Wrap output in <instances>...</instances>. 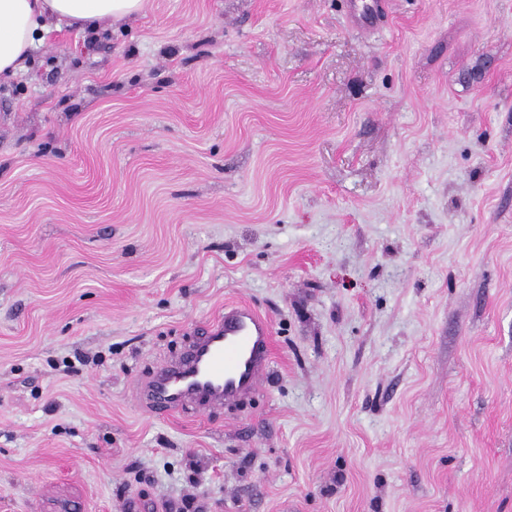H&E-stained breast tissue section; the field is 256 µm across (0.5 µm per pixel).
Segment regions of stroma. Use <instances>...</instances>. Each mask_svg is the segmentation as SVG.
Masks as SVG:
<instances>
[{
    "instance_id": "1",
    "label": "stroma",
    "mask_w": 512,
    "mask_h": 512,
    "mask_svg": "<svg viewBox=\"0 0 512 512\" xmlns=\"http://www.w3.org/2000/svg\"><path fill=\"white\" fill-rule=\"evenodd\" d=\"M149 0L0 81V512H512V0ZM241 403L136 387L225 304ZM354 21L364 30L375 27L384 15L385 5L381 0H354Z\"/></svg>"
}]
</instances>
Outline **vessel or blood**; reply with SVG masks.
I'll return each instance as SVG.
<instances>
[{"label":"vessel or blood","instance_id":"obj_1","mask_svg":"<svg viewBox=\"0 0 512 512\" xmlns=\"http://www.w3.org/2000/svg\"><path fill=\"white\" fill-rule=\"evenodd\" d=\"M383 0H355L354 21L375 27ZM269 320L245 304H229L208 323L178 361L156 368L138 389L139 399L163 417L191 404L221 408L251 393L271 369Z\"/></svg>","mask_w":512,"mask_h":512}]
</instances>
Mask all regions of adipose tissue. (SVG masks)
<instances>
[{
  "label": "adipose tissue",
  "mask_w": 512,
  "mask_h": 512,
  "mask_svg": "<svg viewBox=\"0 0 512 512\" xmlns=\"http://www.w3.org/2000/svg\"><path fill=\"white\" fill-rule=\"evenodd\" d=\"M146 0H0V78L15 76L27 61L49 23L79 29L135 17Z\"/></svg>",
  "instance_id": "adipose-tissue-1"
}]
</instances>
